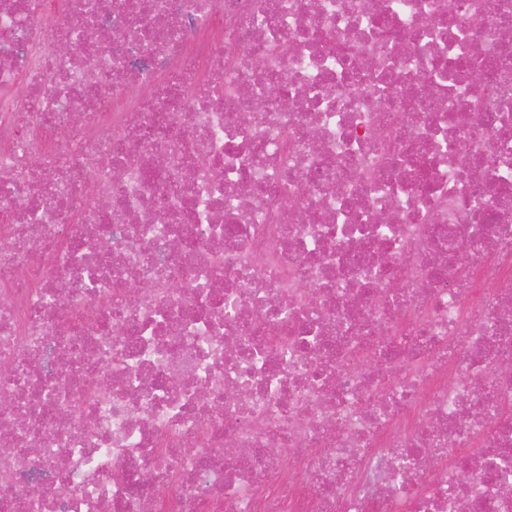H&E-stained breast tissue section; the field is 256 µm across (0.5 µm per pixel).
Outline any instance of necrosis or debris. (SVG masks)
I'll use <instances>...</instances> for the list:
<instances>
[{
    "mask_svg": "<svg viewBox=\"0 0 512 512\" xmlns=\"http://www.w3.org/2000/svg\"><path fill=\"white\" fill-rule=\"evenodd\" d=\"M65 5L0 0V512H512V0Z\"/></svg>",
    "mask_w": 512,
    "mask_h": 512,
    "instance_id": "1",
    "label": "necrosis or debris"
}]
</instances>
